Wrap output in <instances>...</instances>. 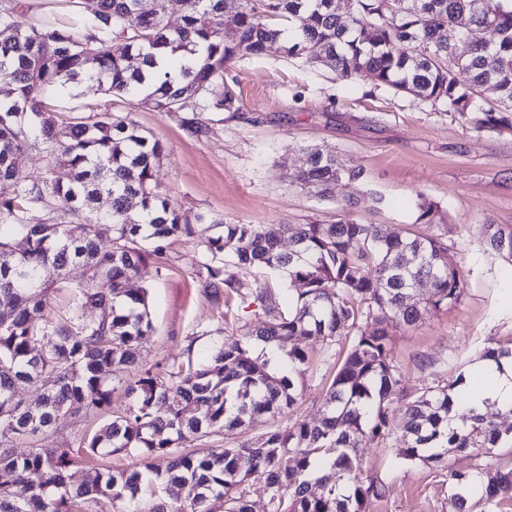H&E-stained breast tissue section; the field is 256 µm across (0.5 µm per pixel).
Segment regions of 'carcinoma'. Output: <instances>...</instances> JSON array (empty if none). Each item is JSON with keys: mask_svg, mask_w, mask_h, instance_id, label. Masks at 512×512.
I'll list each match as a JSON object with an SVG mask.
<instances>
[{"mask_svg": "<svg viewBox=\"0 0 512 512\" xmlns=\"http://www.w3.org/2000/svg\"><path fill=\"white\" fill-rule=\"evenodd\" d=\"M183 4L173 22L159 0H97L81 26L0 4V69L14 81L0 93V181L15 186L14 196L0 201V301L11 308L0 319V512H72L76 503L137 499L144 492L138 470L71 481L70 470L104 449L147 461L161 478L151 485L145 512H250L244 486L253 475L264 479L273 512H367L382 485L363 477L357 449L388 435L397 409L402 446L396 456L403 462L442 463L450 448L494 456L512 443V433L468 408L461 377L426 386L394 407L403 390L389 328L412 326L428 310L457 303L465 285L461 262L441 232L421 237L357 223L350 211L358 201L337 197L336 188L361 180L363 171L311 145L300 149L290 179L337 205L335 221L226 224L210 214L195 217L218 230L204 244L198 275L205 287L255 296L266 318L242 326L232 343L216 329L206 362L193 360L192 339L183 357L124 379L153 331L147 291L132 282L171 239L196 230L158 190L164 147L129 114L105 108L63 119L48 99L75 80L94 95L144 90L158 111L179 116L187 133L202 139L212 132L202 113L239 111L229 86L211 96V87L224 82V66L281 41L287 56L323 65L345 82L368 73L380 85L447 105L475 131L512 129V0H391L389 8L385 0H239L231 12L225 0ZM226 29L235 31L234 41L224 39ZM450 29L484 37L456 51L442 38ZM159 53L195 63L160 73L146 86L144 71ZM458 71L468 75L469 88L461 87ZM487 99L497 110L484 107ZM29 151L68 168L70 182L20 175L17 156ZM103 196L110 209L100 214L94 203ZM418 198L415 223H437V206ZM100 223L112 225L106 245L95 230ZM484 233L493 249L512 255V231L486 224ZM73 265L85 268L75 286L66 277ZM253 270L303 287L284 308L267 283L248 278ZM418 283L430 288L422 302L415 298ZM61 295L70 296L69 308L61 320H45ZM87 306L98 309L94 323L82 319ZM299 336L350 339L325 389L321 418L221 449L203 447L222 430L234 432L294 405L295 377L310 362L292 345ZM46 338L52 346L42 354ZM261 344L277 347L282 357L255 354ZM44 375L55 383L40 390L32 408L19 387ZM114 381L131 403L89 436L83 451L37 447L68 418L109 406ZM21 444L31 450L13 452ZM327 466L344 483L321 477L320 491L311 492V477ZM32 473L41 475L39 484L30 482ZM170 485L186 489L176 507L164 498ZM475 493L490 506L512 501V468L448 470V512H468Z\"/></svg>", "mask_w": 512, "mask_h": 512, "instance_id": "cac0c4a2", "label": "carcinoma"}]
</instances>
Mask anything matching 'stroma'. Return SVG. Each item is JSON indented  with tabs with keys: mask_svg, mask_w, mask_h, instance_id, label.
<instances>
[{
	"mask_svg": "<svg viewBox=\"0 0 512 512\" xmlns=\"http://www.w3.org/2000/svg\"><path fill=\"white\" fill-rule=\"evenodd\" d=\"M30 14L74 23L91 17L97 0H18ZM224 85L239 97L236 112L211 114L213 134L198 140L172 116L159 112L142 95L100 97L83 87L59 89L53 105L62 117L87 108L127 112L165 147L157 172L160 191L187 215L212 212L228 224L329 223L334 204L315 198L290 180L300 161L299 148L312 145L362 169V181L341 187L358 199L353 211L361 224L412 228L436 234L433 225L416 223L418 195L437 203L448 226V246L464 259L465 290L456 304L430 310L412 326L394 325L392 360L408 395L435 384H449L476 370L487 347L512 344V256L490 247L483 227L512 228V130L470 129L444 105L375 86L371 76L341 81L324 67L287 57L281 44L259 55L234 60ZM385 204L374 207L372 195ZM201 236L172 241L162 267L143 266L134 280L147 289L153 332L138 353V369L156 368L181 354L195 337L194 355L202 360L212 348L210 333L223 328L225 341L263 314L254 298L213 295L198 276ZM310 355L298 382L297 404L282 414L258 417L245 435L255 438L295 420L321 415L323 389L339 364L341 346L296 338ZM130 403L123 389L112 393L109 409L68 420L42 441L43 447L78 448ZM399 432L359 449L365 477L380 482L381 497L368 512H447L449 470L493 469L512 463V447L494 456L451 452L446 464L400 462Z\"/></svg>",
	"mask_w": 512,
	"mask_h": 512,
	"instance_id": "obj_1",
	"label": "stroma"
}]
</instances>
